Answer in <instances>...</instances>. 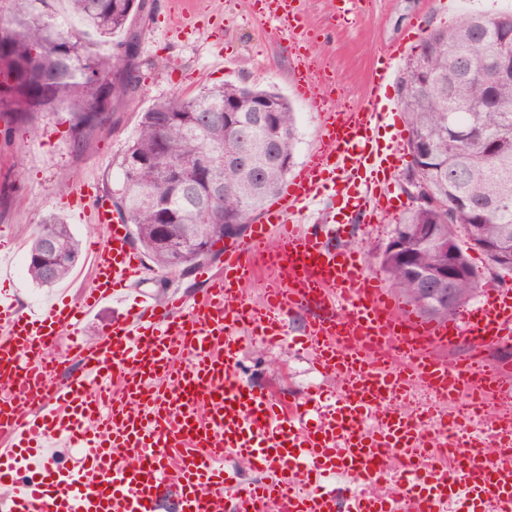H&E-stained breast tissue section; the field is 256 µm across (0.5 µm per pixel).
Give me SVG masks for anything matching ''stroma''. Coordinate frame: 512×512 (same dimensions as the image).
I'll return each mask as SVG.
<instances>
[{
	"instance_id": "stroma-1",
	"label": "stroma",
	"mask_w": 512,
	"mask_h": 512,
	"mask_svg": "<svg viewBox=\"0 0 512 512\" xmlns=\"http://www.w3.org/2000/svg\"><path fill=\"white\" fill-rule=\"evenodd\" d=\"M174 0H148L131 30L137 36L135 63L141 73L137 91L112 107L108 126L83 147H75L67 126L55 115L39 114L33 134L0 141V253L20 258L44 215L53 213L69 224L81 245H89L99 228L89 224L75 197L79 182L98 192L118 189L117 162L140 114L159 101L184 99L225 84L273 89L290 102L298 122L293 148L302 164L318 145V112L294 87L293 61L275 27L255 14L253 0H194L183 23L170 19ZM307 23L312 60L334 79L336 105L359 107L366 98L377 57L408 31L427 35L455 24L461 14L486 8L488 13L512 10V0H357L348 19L336 15V0H300ZM411 157L398 156L389 181L396 210L381 222L353 224L343 237L358 251L366 271L384 279L378 256L412 202L403 176ZM93 280L85 261L52 288L36 285L21 274L0 275V290L14 293L23 309L38 308L61 295L89 290ZM241 380L251 387L302 399L310 393L336 392L335 380L323 377L306 348L264 346L244 338L239 355Z\"/></svg>"
}]
</instances>
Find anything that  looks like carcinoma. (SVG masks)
Instances as JSON below:
<instances>
[{
	"mask_svg": "<svg viewBox=\"0 0 512 512\" xmlns=\"http://www.w3.org/2000/svg\"><path fill=\"white\" fill-rule=\"evenodd\" d=\"M55 0H0V138L13 122L51 112L78 146L105 129L111 104L132 94L137 67L117 76L134 38L104 49L108 38L128 32L143 0H66L83 29L54 11ZM512 56V14L468 12L450 28L431 31L399 77L411 163L406 177L426 195L396 225L401 250L381 253L392 286L430 318L453 316L480 286L467 250L488 241L486 254L504 272L499 255L512 256V78L491 81L485 61ZM234 103L237 111H224ZM259 104L272 121H246ZM298 128L288 100L270 89L226 85L194 97L159 101L141 113L138 130L118 162L121 186L110 193L115 211L133 226L134 242L163 271L193 269L234 225L241 236L286 180L294 163ZM214 156L211 171L181 179L174 168ZM248 154L253 166L224 165L226 154ZM456 244L462 276L454 301L416 293L436 267L442 246ZM79 257L69 225L46 216L25 259L26 275L41 287L63 281Z\"/></svg>",
	"mask_w": 512,
	"mask_h": 512,
	"instance_id": "cac0c4a2",
	"label": "carcinoma"
}]
</instances>
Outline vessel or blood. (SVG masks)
<instances>
[{"label": "vessel or blood", "mask_w": 512, "mask_h": 512, "mask_svg": "<svg viewBox=\"0 0 512 512\" xmlns=\"http://www.w3.org/2000/svg\"><path fill=\"white\" fill-rule=\"evenodd\" d=\"M265 18L287 47L300 46L305 19L295 0H267ZM406 48L386 51L355 110L323 107L324 73L304 63L296 88L321 109V146L261 220L225 244L221 273L201 270L199 300L161 301L140 289L148 270L102 194L85 208L102 230L90 243L89 293L25 313L0 292V512H158L169 493L176 512H512V465L473 471L493 420L469 421L463 448L448 434L458 400L477 391L493 399L501 386L473 383L432 354L462 335L511 344L512 290L489 289L456 319L426 322L399 310L357 251L334 244L347 224L381 219L393 206L386 186L400 143L384 134L396 113L381 89ZM328 190L339 209L323 222L315 206ZM266 253L275 275L255 306L243 287ZM133 291L138 301L125 308ZM309 301L337 309L309 323L305 342L320 374L340 381L312 420L304 403L249 387L236 372L240 330L279 344L289 315ZM119 305L123 313L98 339L80 338L95 309ZM390 342L409 366L377 361V346ZM63 349L79 372L61 384ZM419 389L441 397L438 415L402 409ZM498 435L500 447H512V433ZM57 448L79 455L55 466ZM432 448L456 463L415 465ZM230 460L247 461L263 479L238 482Z\"/></svg>", "instance_id": "obj_1"}]
</instances>
